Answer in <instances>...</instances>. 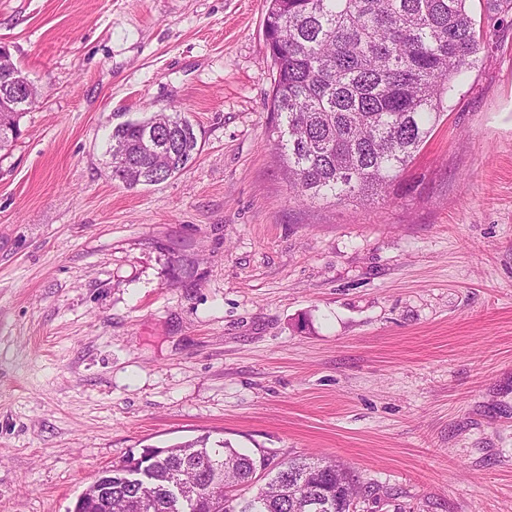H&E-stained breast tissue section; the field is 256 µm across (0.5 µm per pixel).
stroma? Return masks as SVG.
Here are the masks:
<instances>
[{
  "label": "stroma",
  "mask_w": 512,
  "mask_h": 512,
  "mask_svg": "<svg viewBox=\"0 0 512 512\" xmlns=\"http://www.w3.org/2000/svg\"><path fill=\"white\" fill-rule=\"evenodd\" d=\"M390 195L300 200L266 0H0L43 91L0 156V512L199 436L338 460L360 512H512V0ZM194 161L114 180L117 123ZM108 153L114 180L152 185L187 168L197 154V136L182 112H150L113 127Z\"/></svg>",
  "instance_id": "stroma-1"
}]
</instances>
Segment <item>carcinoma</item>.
I'll list each match as a JSON object with an SVG mask.
<instances>
[{
  "label": "carcinoma",
  "instance_id": "1",
  "mask_svg": "<svg viewBox=\"0 0 512 512\" xmlns=\"http://www.w3.org/2000/svg\"><path fill=\"white\" fill-rule=\"evenodd\" d=\"M263 26L275 76L274 132L288 180L300 199L342 203L382 195L413 165L444 113L455 85L478 64L488 33L476 27L467 0H268ZM33 103L0 116V152L17 139ZM112 178L129 187L180 173L197 154L194 125L182 113L150 112L112 128ZM154 512H173L178 480L208 499L254 483L266 465L209 437L143 451ZM297 474L299 501L268 483L237 503L236 512H312L309 500L329 498L326 512H344L347 492L369 496L348 467L300 455L282 461ZM137 488L126 466L103 471L68 512H133Z\"/></svg>",
  "mask_w": 512,
  "mask_h": 512
}]
</instances>
